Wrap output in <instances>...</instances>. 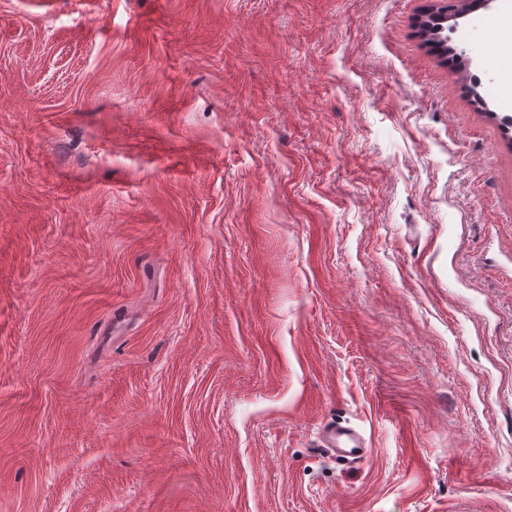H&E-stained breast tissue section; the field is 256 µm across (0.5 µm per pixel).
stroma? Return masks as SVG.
Returning a JSON list of instances; mask_svg holds the SVG:
<instances>
[{"mask_svg": "<svg viewBox=\"0 0 512 512\" xmlns=\"http://www.w3.org/2000/svg\"><path fill=\"white\" fill-rule=\"evenodd\" d=\"M439 4L0 0V512H512V0ZM448 23V13L429 15L427 19L422 21V36L441 55L450 57L452 61L459 60L463 55L454 51L452 46L448 45V39L444 32L453 29V25H444ZM447 43V44H446ZM324 437L327 448H331L342 460H361L369 452L363 438L350 427L332 425L327 428Z\"/></svg>", "mask_w": 512, "mask_h": 512, "instance_id": "obj_1", "label": "stroma"}]
</instances>
